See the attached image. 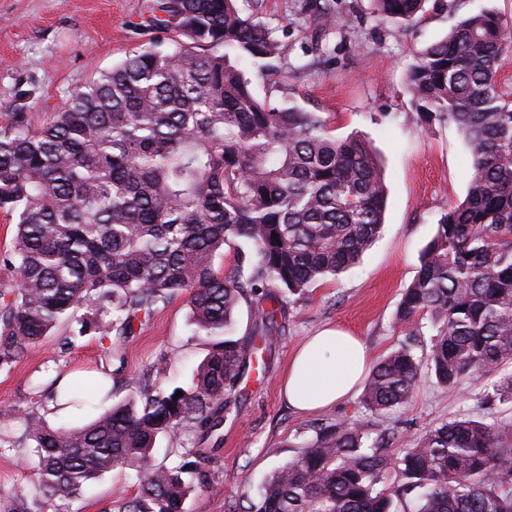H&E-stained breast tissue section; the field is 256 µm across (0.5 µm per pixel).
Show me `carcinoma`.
Wrapping results in <instances>:
<instances>
[{
	"instance_id": "obj_1",
	"label": "carcinoma",
	"mask_w": 512,
	"mask_h": 512,
	"mask_svg": "<svg viewBox=\"0 0 512 512\" xmlns=\"http://www.w3.org/2000/svg\"><path fill=\"white\" fill-rule=\"evenodd\" d=\"M373 2L379 17L410 27L426 0ZM140 25L185 40L144 48L73 90L41 128L14 112L0 129V209L16 228L0 256L14 273L0 283V370L83 309L82 326L110 338L120 375L123 345L183 291L210 351L180 389L164 385L165 361L127 375L132 394L82 426L0 411V422L21 423L9 447L21 455L32 444L37 456L33 488L15 492L9 512H30V498L38 512H68L115 467L133 470L138 486L118 512H183L209 480L200 444L223 424L237 385L265 370L286 303L354 267L384 224L386 184L364 140L254 95L246 68L268 70L280 45L236 0H156ZM510 54L512 30L485 9L408 70L418 118L461 130L470 180L402 294L404 339L369 372L359 405L372 414L407 403L425 373L453 387L475 372L492 381L485 399L512 404V101L497 77ZM233 243L236 266L220 274L215 260ZM249 293L257 300L246 345L233 325ZM100 389L82 380L63 396L92 408ZM511 434L512 421L455 419L392 458L387 432L340 419L229 512H512ZM161 437L180 448L173 467L155 462ZM390 465L396 480L386 484Z\"/></svg>"
}]
</instances>
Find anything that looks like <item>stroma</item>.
<instances>
[{
    "mask_svg": "<svg viewBox=\"0 0 512 512\" xmlns=\"http://www.w3.org/2000/svg\"><path fill=\"white\" fill-rule=\"evenodd\" d=\"M153 0H0V126L8 113H25L31 127L50 123L69 92L112 69L141 48L170 43L172 36L138 28ZM281 44L269 73L252 74L255 95L274 107L296 105L320 115L332 134L367 140L377 154L388 195L383 232L361 262L340 280L317 284L285 309V329L266 359L264 373H250L219 431L211 478L201 495H190L184 512H228L233 501L255 495L264 478L301 451L322 425L353 417L369 430L390 432L391 454L406 438L464 416L512 419L499 403L480 399L476 376L454 387L422 376L411 400L381 416L370 415L358 396L314 414L293 411L281 397L288 361L306 336L327 326L360 337L370 360L396 348L395 315L413 281L423 248L440 217L464 199L470 159L455 124H423L406 89L417 53L442 39L471 13L491 9L512 21V0H427L409 29L378 21L373 0H238ZM335 25L315 22L317 6ZM73 316L10 371L0 372V409L33 407L32 394L73 371L112 372L100 334H80ZM75 339L74 346L63 343ZM210 345L195 335L188 297L180 293L154 314L124 349L127 373L146 372L169 359L168 387L189 384ZM33 460L0 446V505L14 491L32 487ZM137 486L127 468H115L87 485L71 512H104L132 498Z\"/></svg>",
    "mask_w": 512,
    "mask_h": 512,
    "instance_id": "obj_1",
    "label": "stroma"
}]
</instances>
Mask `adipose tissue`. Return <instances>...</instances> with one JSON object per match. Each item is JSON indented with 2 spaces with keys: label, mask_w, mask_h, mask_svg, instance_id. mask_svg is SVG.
<instances>
[{
  "label": "adipose tissue",
  "mask_w": 512,
  "mask_h": 512,
  "mask_svg": "<svg viewBox=\"0 0 512 512\" xmlns=\"http://www.w3.org/2000/svg\"><path fill=\"white\" fill-rule=\"evenodd\" d=\"M368 362V352L357 338L322 329L294 353L282 379V394L300 412L335 405L356 390Z\"/></svg>",
  "instance_id": "adipose-tissue-1"
}]
</instances>
